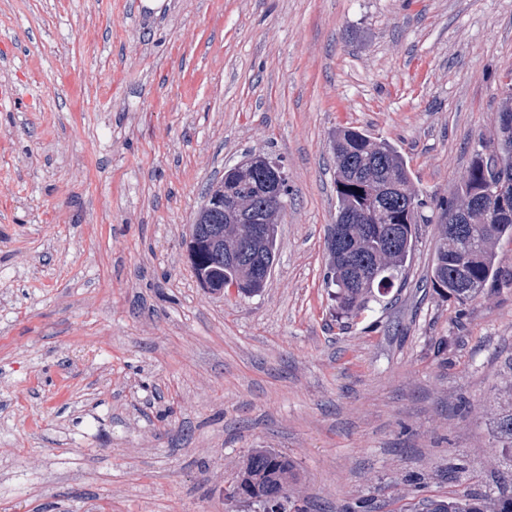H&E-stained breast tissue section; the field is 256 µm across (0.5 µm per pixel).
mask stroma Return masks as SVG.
Here are the masks:
<instances>
[{
    "mask_svg": "<svg viewBox=\"0 0 512 512\" xmlns=\"http://www.w3.org/2000/svg\"><path fill=\"white\" fill-rule=\"evenodd\" d=\"M511 71L512 0H0V512H254L224 488L255 448L293 463L289 512L512 493V241L463 305L435 223L358 317L324 284L336 129L447 197ZM259 152L277 260L210 293L183 241Z\"/></svg>",
    "mask_w": 512,
    "mask_h": 512,
    "instance_id": "35a3bbf8",
    "label": "stroma"
}]
</instances>
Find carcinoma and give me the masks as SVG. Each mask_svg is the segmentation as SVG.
Returning <instances> with one entry per match:
<instances>
[{
  "mask_svg": "<svg viewBox=\"0 0 512 512\" xmlns=\"http://www.w3.org/2000/svg\"><path fill=\"white\" fill-rule=\"evenodd\" d=\"M336 160V224L332 225L327 250L338 258L328 260L325 282L336 289L337 308L354 318L372 301L385 296L402 275L413 250L416 226L429 222L423 210L437 213L442 231L429 276L432 287L445 291L463 305L475 298L498 271L497 246L512 240V168L496 170L488 145L474 150L467 178L451 198L419 194L413 186L403 157L389 143L350 128L337 130L333 140ZM209 190L224 192V207L214 213L199 210L194 223L200 226L196 245L188 249L196 279L240 281L247 294L259 293L264 283L248 262L224 263V254L209 239L206 227L220 224L224 241L235 247L247 239L250 227L239 223L241 213L265 209L271 225L288 204V183L281 186L277 205L257 195L252 174L233 184L215 182ZM471 231L460 238L448 231L451 213L472 203ZM278 250L277 231L252 244L256 261L274 263ZM494 431L512 447V412L501 415ZM296 478L293 463L280 453L263 448L252 450L235 476L244 494L258 502L263 512H287L284 491ZM426 512H512V494L491 505L469 495L428 500Z\"/></svg>",
  "mask_w": 512,
  "mask_h": 512,
  "instance_id": "1",
  "label": "carcinoma"
}]
</instances>
